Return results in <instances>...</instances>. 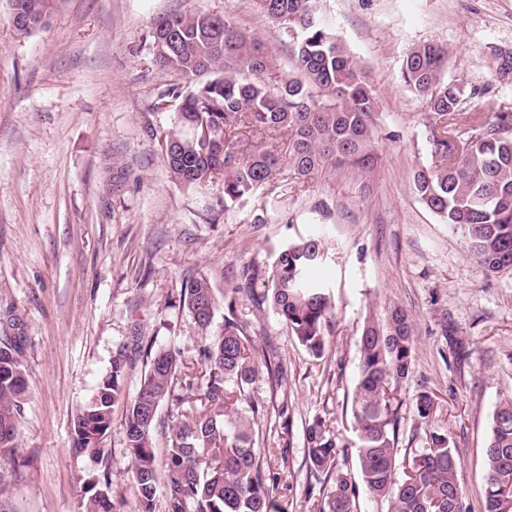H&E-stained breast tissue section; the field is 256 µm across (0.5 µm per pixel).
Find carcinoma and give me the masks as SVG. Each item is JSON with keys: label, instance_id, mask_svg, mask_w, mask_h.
Here are the masks:
<instances>
[{"label": "carcinoma", "instance_id": "cac0c4a2", "mask_svg": "<svg viewBox=\"0 0 512 512\" xmlns=\"http://www.w3.org/2000/svg\"><path fill=\"white\" fill-rule=\"evenodd\" d=\"M9 19L22 35L49 24L60 0H9ZM318 0H259L263 13L286 37L292 71L270 83L264 74L277 68L279 49L239 30L226 16L206 12L170 14L153 24V59L191 85L162 90L156 111L175 106L174 129L157 142L173 178L187 188H202L200 173L224 181V207L277 183L282 164L305 179L324 169H345L365 180L378 162L374 125L377 94L358 62L317 15ZM448 49L430 42L404 59L401 80L425 100L430 153L435 161L417 171L419 199L447 224L467 229V250L489 275L512 271V113L484 104L485 119L472 128L457 160L445 163L454 121L466 86L447 81ZM275 138L278 146L243 158L236 151L240 124ZM326 254L324 240L308 235L281 250L268 268L263 288L246 276L233 289L257 305L267 304L314 357L325 350V331L333 303L325 289L311 284L309 270ZM180 306L208 330L216 297L210 279L193 278L180 293ZM414 326L394 308L364 322L358 337L359 375L351 403L357 434L360 480L374 497L389 502V512H462L461 466L448 437L433 432L428 446L413 457L412 471L397 474L395 435L398 391L412 369ZM200 356L209 368L204 397L210 407L177 414L159 482L155 453L158 411L166 401L184 403L175 393L180 353L170 348L145 353V371L129 395L123 379L130 358L119 350L95 396L78 410L73 448L91 466L78 475L82 512H116L109 490L111 473L103 445L115 408L125 409L126 447L137 501L136 512H155L159 488L167 512H273L272 463L287 449L259 446L255 425L263 410L248 402L249 386L260 374L251 339L237 319L235 299L225 302L224 325L208 338ZM27 390L20 348L0 349V461L17 448L16 414ZM247 409L239 408L241 402ZM418 417L432 418L433 396L413 398ZM308 463L325 475L315 512H357L358 488L337 467L336 438L315 420L306 426ZM486 473L480 512H512V397L496 406L485 447Z\"/></svg>", "mask_w": 512, "mask_h": 512}]
</instances>
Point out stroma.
I'll return each mask as SVG.
<instances>
[{
  "mask_svg": "<svg viewBox=\"0 0 512 512\" xmlns=\"http://www.w3.org/2000/svg\"><path fill=\"white\" fill-rule=\"evenodd\" d=\"M323 18L365 70L379 98L378 166L368 184L344 171L278 181L224 206V186L184 187L154 140L174 115L155 112L158 91L178 83L149 49L152 25L170 13L226 15L242 31L280 45L258 0H62L31 35L9 23L0 0V332L22 347L27 392L17 415L18 448L0 469V512H80L74 416L110 372L117 349L180 350V384L204 389L199 349L219 332L178 308L192 277L208 276L217 299L265 270L286 244L309 234L328 251L311 272L334 309L321 358H313L269 307L239 297L236 314L255 348L285 370L281 385L260 376L249 388L267 413L268 447L288 451L277 469V512H310L323 474L309 469L305 428L324 421L338 465L357 476L350 412L364 321L393 308L415 328L412 372L402 386L399 460L431 432L459 453L463 512H479L484 448L498 402L512 395V274L490 276L471 258L465 231L434 215L414 191L431 161L428 110L401 81L406 54L439 42L446 79L473 90L458 117L468 132L493 99L512 113V79L495 71L512 51V0H321ZM435 399L419 420L413 394ZM287 416H280V407ZM125 413L116 409L104 445L117 512H134Z\"/></svg>",
  "mask_w": 512,
  "mask_h": 512,
  "instance_id": "35a3bbf8",
  "label": "stroma"
}]
</instances>
